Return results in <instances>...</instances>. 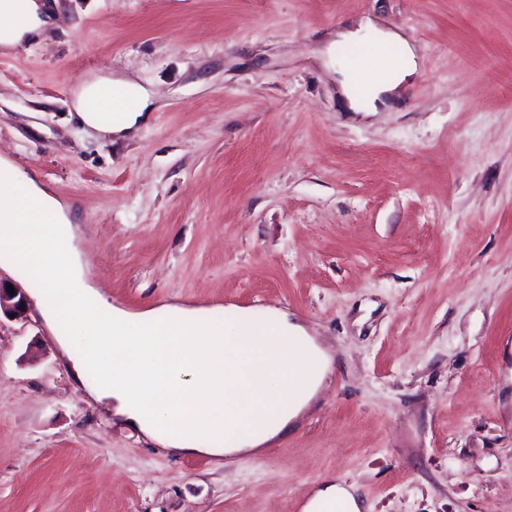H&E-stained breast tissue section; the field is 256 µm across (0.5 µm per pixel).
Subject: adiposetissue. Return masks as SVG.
<instances>
[{
  "mask_svg": "<svg viewBox=\"0 0 512 512\" xmlns=\"http://www.w3.org/2000/svg\"><path fill=\"white\" fill-rule=\"evenodd\" d=\"M12 8L11 0H0V46L7 49L50 23L39 0H25L27 21L21 26ZM361 42L374 46L378 60L389 46L401 50L371 100L361 101L349 80L340 83L349 111L373 112L397 97L400 85L417 74L418 63L399 32L372 23L336 31L324 52L333 56ZM112 86V78L93 79L78 93L75 110L88 127L119 138L146 124L149 95L124 81L136 102L111 121L97 103ZM68 212L67 203L0 158V266L23 265L40 283V314L61 347H68L72 336H87L72 362L73 375L79 379L95 368L98 379L90 393L111 404L121 423L159 438L175 456L255 454L317 397L332 358L287 312L267 309L271 329L265 333L251 329L243 310L231 305L178 302L129 312L90 283Z\"/></svg>",
  "mask_w": 512,
  "mask_h": 512,
  "instance_id": "obj_1",
  "label": "adipose tissue"
}]
</instances>
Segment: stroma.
Returning a JSON list of instances; mask_svg holds the SVG:
<instances>
[{"instance_id":"35a3bbf8","label":"stroma","mask_w":512,"mask_h":512,"mask_svg":"<svg viewBox=\"0 0 512 512\" xmlns=\"http://www.w3.org/2000/svg\"><path fill=\"white\" fill-rule=\"evenodd\" d=\"M0 48V156L71 203L115 304L288 309L333 358L257 455L166 453L0 321V512H512V0H46ZM420 68L347 111L321 51L365 20ZM154 98L92 133L93 77ZM116 82V83H115ZM110 77H97L86 84L75 100V110L80 120L103 136L123 137L136 132L147 123L150 112H145L149 105V95L145 89L130 80H115ZM122 85L135 95V106L123 112L116 121L107 120L97 108V102L105 95L112 94V86ZM340 504L343 512H359L358 503L349 488L333 483L320 490L308 506V512H323V507Z\"/></svg>"}]
</instances>
